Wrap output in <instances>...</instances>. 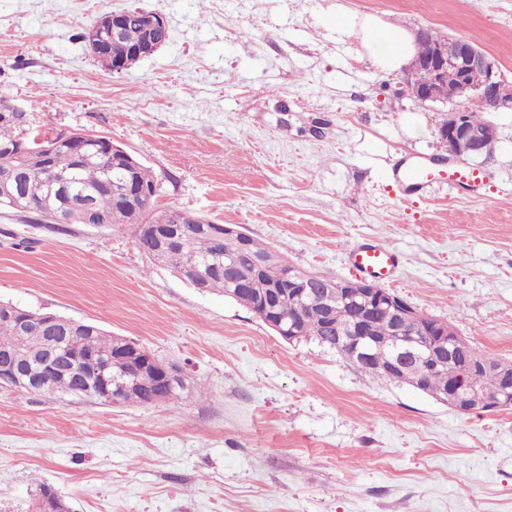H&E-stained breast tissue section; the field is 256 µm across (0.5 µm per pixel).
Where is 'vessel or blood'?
I'll use <instances>...</instances> for the list:
<instances>
[{
  "label": "vessel or blood",
  "mask_w": 512,
  "mask_h": 512,
  "mask_svg": "<svg viewBox=\"0 0 512 512\" xmlns=\"http://www.w3.org/2000/svg\"><path fill=\"white\" fill-rule=\"evenodd\" d=\"M393 173L406 186L423 193L429 192L434 185L444 184L452 191L475 194L487 182L483 171L456 162L443 166L431 161H416L394 168ZM349 262L360 276L383 283L392 282L401 266V258L396 251L375 243L355 248Z\"/></svg>",
  "instance_id": "1"
}]
</instances>
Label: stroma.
Instances as JSON below:
<instances>
[{
	"instance_id": "1",
	"label": "stroma",
	"mask_w": 512,
	"mask_h": 512,
	"mask_svg": "<svg viewBox=\"0 0 512 512\" xmlns=\"http://www.w3.org/2000/svg\"><path fill=\"white\" fill-rule=\"evenodd\" d=\"M134 7L164 14L170 39L104 73L82 35ZM340 8L476 40L512 82V0H0V98L28 136L134 155L159 184L153 213L241 226L335 279L356 245L395 248L392 291L512 360V112L487 115L480 196L408 192L391 167L441 155L447 109L398 96L402 75L337 33ZM0 300L132 340L184 384L152 406L0 388V512H33L40 481L71 512H512V410L461 415L286 342L151 263L136 225L60 230L0 208Z\"/></svg>"
}]
</instances>
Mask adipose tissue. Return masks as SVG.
<instances>
[{"label": "adipose tissue", "mask_w": 512, "mask_h": 512, "mask_svg": "<svg viewBox=\"0 0 512 512\" xmlns=\"http://www.w3.org/2000/svg\"><path fill=\"white\" fill-rule=\"evenodd\" d=\"M336 30L345 36H360L364 51L386 73L400 71L414 52L410 32L376 16L337 13Z\"/></svg>", "instance_id": "ef3b65f1"}]
</instances>
